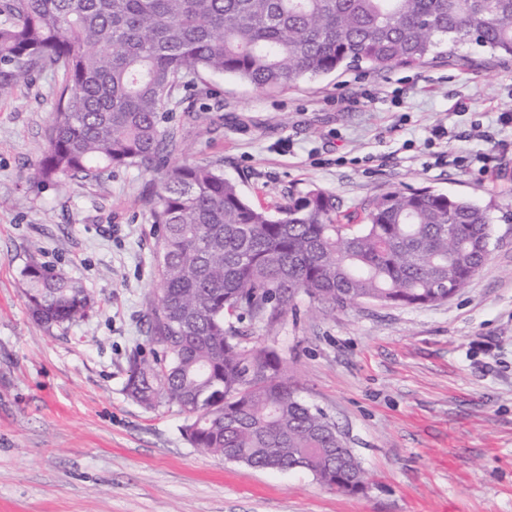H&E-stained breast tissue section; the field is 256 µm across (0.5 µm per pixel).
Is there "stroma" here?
<instances>
[{
	"instance_id": "stroma-1",
	"label": "stroma",
	"mask_w": 512,
	"mask_h": 512,
	"mask_svg": "<svg viewBox=\"0 0 512 512\" xmlns=\"http://www.w3.org/2000/svg\"><path fill=\"white\" fill-rule=\"evenodd\" d=\"M60 89L46 70L0 99V512H512V124L499 121L512 58L463 45L417 68L276 92L204 73L169 100L181 137L171 162L219 167L257 207L320 188L351 214L404 185L498 203L490 256L454 297L325 314L301 295L275 328H252L345 434L368 474L357 494L205 454L178 407L127 397L159 288L139 204L158 175L34 184ZM439 126L446 138H432ZM447 154L488 171L444 165ZM33 261L82 284L85 319L32 316L21 272Z\"/></svg>"
}]
</instances>
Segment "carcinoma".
Returning <instances> with one entry per match:
<instances>
[{"label": "carcinoma", "instance_id": "obj_1", "mask_svg": "<svg viewBox=\"0 0 512 512\" xmlns=\"http://www.w3.org/2000/svg\"><path fill=\"white\" fill-rule=\"evenodd\" d=\"M466 42L512 56V0H3L0 98L32 74L62 72V95L36 184L112 167L160 174L143 198L160 228L147 343L130 359L127 396L190 417V444L280 470L309 459L323 485L366 486L336 425L304 403L277 348L247 341L244 322L274 327L299 294L348 307H428L459 292L489 255L491 207L429 189L393 188L347 231L336 196L311 189L278 215L249 204L205 163L171 165L177 132L164 105L188 76H232L276 91L365 64L416 67ZM22 275L44 325L86 316L83 286L38 262Z\"/></svg>", "mask_w": 512, "mask_h": 512}]
</instances>
